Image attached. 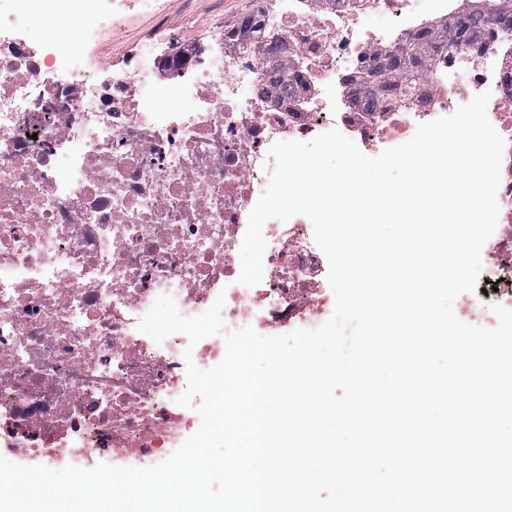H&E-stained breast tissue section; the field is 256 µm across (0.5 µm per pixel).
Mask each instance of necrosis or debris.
Returning <instances> with one entry per match:
<instances>
[{"instance_id": "necrosis-or-debris-1", "label": "necrosis or debris", "mask_w": 512, "mask_h": 512, "mask_svg": "<svg viewBox=\"0 0 512 512\" xmlns=\"http://www.w3.org/2000/svg\"><path fill=\"white\" fill-rule=\"evenodd\" d=\"M0 0V428L11 445L150 467L186 439L196 407L178 405L187 361L220 363L223 334L155 342L138 328L162 295L193 317L224 296L226 331L263 335L315 328L334 308L326 259L310 220L263 226V279L240 283V249L277 141L338 129L373 152L413 137L490 92L487 116L505 141L499 219L483 261L497 303L512 307V30L430 60L413 108L348 109L354 75L377 47L397 48L431 21L460 16V0H256L233 25L211 19L195 52L179 23L165 49L150 42L104 73L101 60L60 51L61 20L110 24L160 0ZM44 35L28 36L30 25ZM279 41L252 38L256 25ZM288 63L293 95L263 88L264 60ZM192 104L171 108L174 95Z\"/></svg>"}]
</instances>
